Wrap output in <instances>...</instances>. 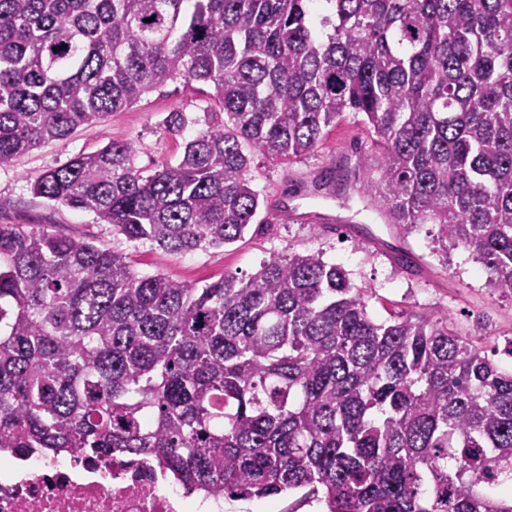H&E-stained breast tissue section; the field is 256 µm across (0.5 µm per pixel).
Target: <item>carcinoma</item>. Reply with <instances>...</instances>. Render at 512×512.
I'll use <instances>...</instances> for the list:
<instances>
[{
	"instance_id": "obj_1",
	"label": "carcinoma",
	"mask_w": 512,
	"mask_h": 512,
	"mask_svg": "<svg viewBox=\"0 0 512 512\" xmlns=\"http://www.w3.org/2000/svg\"><path fill=\"white\" fill-rule=\"evenodd\" d=\"M178 80L224 126L177 164L145 176L113 141L33 194L174 254L230 245L260 205L245 147L295 161L358 112L394 223L512 298V0H0V165ZM0 448L151 455L189 489L327 512H512V371L446 315L374 321L318 252L199 288L0 224Z\"/></svg>"
}]
</instances>
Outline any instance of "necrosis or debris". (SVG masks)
<instances>
[{
	"label": "necrosis or debris",
	"mask_w": 512,
	"mask_h": 512,
	"mask_svg": "<svg viewBox=\"0 0 512 512\" xmlns=\"http://www.w3.org/2000/svg\"><path fill=\"white\" fill-rule=\"evenodd\" d=\"M0 512H224V498L171 485L149 457L16 452L0 462Z\"/></svg>",
	"instance_id": "obj_1"
}]
</instances>
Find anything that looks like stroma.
I'll return each mask as SVG.
<instances>
[{
    "instance_id": "35a3bbf8",
    "label": "stroma",
    "mask_w": 512,
    "mask_h": 512,
    "mask_svg": "<svg viewBox=\"0 0 512 512\" xmlns=\"http://www.w3.org/2000/svg\"><path fill=\"white\" fill-rule=\"evenodd\" d=\"M186 116L176 132L164 129L169 113ZM224 123V112L207 86L170 81L145 94L133 107L115 112L100 122L79 127L70 137L53 141L0 165V224L31 228L48 225L53 232L83 237L129 257L141 275L161 274L198 286L235 272H256L270 253L296 250L319 252L343 266L354 283L365 290L370 316L375 321L391 313L419 315L436 311L447 315L459 334L490 347L512 337V299L490 293L487 273L471 250H433L426 229L404 233L387 223L370 196L347 198L305 192L302 179L341 161L357 162L368 151L370 138L362 115L346 113L319 147L304 159L267 163L256 172L261 204L255 218L260 228L223 247L173 254L148 243L133 244L111 226L97 223L93 214L69 209L34 196L32 185L50 169L79 154H88L114 141H129L136 148L135 164L144 173L164 163H177L184 144L200 131ZM301 213L319 212L338 217L336 228L322 224L274 220L281 204ZM224 512H315L304 503L300 490L266 498L224 503Z\"/></svg>"
}]
</instances>
